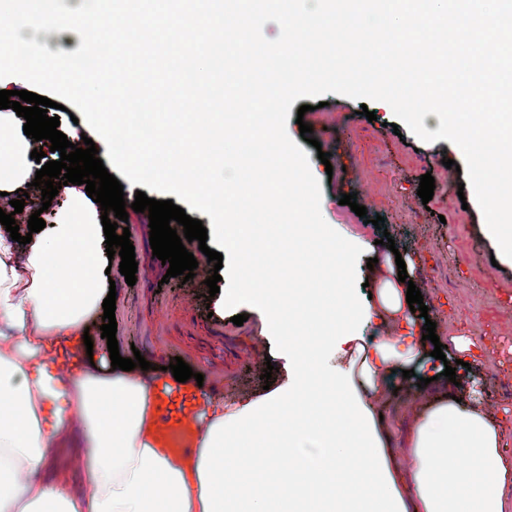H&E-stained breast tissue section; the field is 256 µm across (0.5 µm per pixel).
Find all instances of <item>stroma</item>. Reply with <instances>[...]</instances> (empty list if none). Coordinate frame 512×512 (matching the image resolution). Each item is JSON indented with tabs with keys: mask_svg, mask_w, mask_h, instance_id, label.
<instances>
[{
	"mask_svg": "<svg viewBox=\"0 0 512 512\" xmlns=\"http://www.w3.org/2000/svg\"><path fill=\"white\" fill-rule=\"evenodd\" d=\"M325 107L315 98H298L309 105L304 117L289 114L287 128L298 134L300 123L320 131L319 146L304 144L311 168L332 167L331 180L321 181L320 210L327 223L336 225L346 239L372 243L375 254L386 257L390 249L379 245L390 234L395 247L405 249L417 268L413 282L423 295L436 324L440 341L466 336L483 348V361L476 372L458 370L449 393L463 396V387L478 380L485 387L484 409L493 416L512 409V264L493 266L496 244L484 232V216L468 177L461 172L463 155L448 140H420L409 129L394 133L395 116L384 102L360 101L334 93L325 94ZM375 111V121L360 115L361 107ZM329 152L321 163L319 151ZM454 168H446L444 159ZM432 174V200L422 203L417 194L420 177ZM356 193L367 209L358 217L349 206L340 205L342 194ZM384 217L383 229H375V217ZM128 227L138 264L135 285H127L118 269L110 277L116 285V338L121 356L141 352L153 366H169L182 358L193 372L202 374L212 395L232 402L263 395L261 377L266 365L277 368L273 382L285 380L283 361L275 339L265 337L262 317L247 305L225 306L208 296L206 278L213 263L196 253L198 266L193 279L180 287L163 280L167 268L153 258L150 228L130 213ZM247 320L237 326L233 316ZM393 393L378 403L384 419L412 422L424 413L430 393H407L401 380H393Z\"/></svg>",
	"mask_w": 512,
	"mask_h": 512,
	"instance_id": "1",
	"label": "stroma"
}]
</instances>
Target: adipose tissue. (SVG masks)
<instances>
[{"mask_svg": "<svg viewBox=\"0 0 512 512\" xmlns=\"http://www.w3.org/2000/svg\"><path fill=\"white\" fill-rule=\"evenodd\" d=\"M14 126V113L0 112V192L31 177L35 144ZM60 192L67 208L48 235L33 237L25 260L0 225V512H32L38 504L63 512H237L242 499L249 512H304L312 495L323 512H512L506 424L489 418L480 399L459 403L444 393L447 380L422 339L424 321L409 308L395 261L386 263L374 297L356 296L348 278L369 249L360 239L346 245L315 300L331 328L309 342L288 333L290 290L243 278L224 295V302L264 312L287 377L253 400L207 401L190 456L172 454L151 429L163 387L154 370L122 371L104 358L59 376V353L84 348L109 262L98 212L76 185ZM380 322L390 325L389 336L365 335ZM401 369L423 371L433 402L412 424L398 419L385 428L376 404ZM74 413L82 424L72 430ZM340 419L353 436L337 435ZM64 439L74 443L92 494L54 465ZM277 448L286 450L289 466L275 459ZM397 452L412 459L410 474L392 469ZM245 460L275 493L253 496L236 479ZM340 480L348 488L342 497Z\"/></svg>", "mask_w": 512, "mask_h": 512, "instance_id": "1", "label": "adipose tissue"}]
</instances>
